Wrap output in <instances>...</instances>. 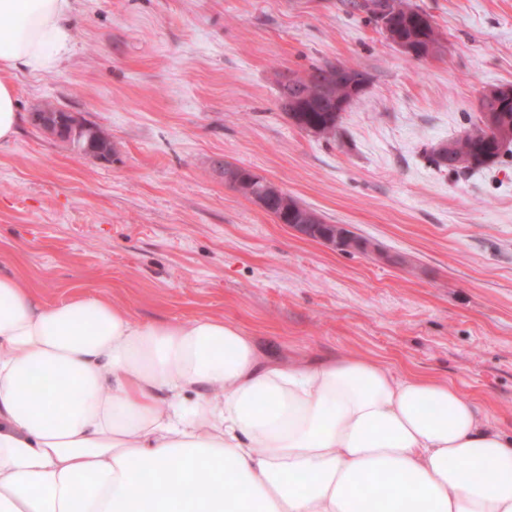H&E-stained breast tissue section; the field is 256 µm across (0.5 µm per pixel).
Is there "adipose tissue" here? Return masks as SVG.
Masks as SVG:
<instances>
[{
  "instance_id": "ef3b65f1",
  "label": "adipose tissue",
  "mask_w": 512,
  "mask_h": 512,
  "mask_svg": "<svg viewBox=\"0 0 512 512\" xmlns=\"http://www.w3.org/2000/svg\"><path fill=\"white\" fill-rule=\"evenodd\" d=\"M73 14L0 0V141L13 74L52 69ZM0 512H512V436L445 379L0 273Z\"/></svg>"
}]
</instances>
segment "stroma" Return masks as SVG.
<instances>
[{
    "label": "stroma",
    "mask_w": 512,
    "mask_h": 512,
    "mask_svg": "<svg viewBox=\"0 0 512 512\" xmlns=\"http://www.w3.org/2000/svg\"><path fill=\"white\" fill-rule=\"evenodd\" d=\"M360 0H74L73 49L21 72L0 143V272L142 320L214 315L271 356H357L447 379L512 431V154L465 176L426 150L512 84V0H414L444 52L413 60ZM342 62L365 94L337 140L291 125L279 76ZM51 102L112 141L100 162L34 126ZM254 169L379 255L296 235L224 181Z\"/></svg>",
    "instance_id": "1"
}]
</instances>
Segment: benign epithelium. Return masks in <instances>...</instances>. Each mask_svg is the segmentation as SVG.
Wrapping results in <instances>:
<instances>
[{"mask_svg":"<svg viewBox=\"0 0 512 512\" xmlns=\"http://www.w3.org/2000/svg\"><path fill=\"white\" fill-rule=\"evenodd\" d=\"M32 122L42 130L68 145L80 155L90 156L99 161L111 159V152L98 143L85 142L82 133L89 124L76 112L54 108L45 112H34ZM476 134L489 137L500 136L498 109L486 107L478 112ZM224 181L245 192L251 201L262 210H268L272 199L279 200V210L275 218L286 224L297 235L318 240L340 251L376 253L383 256L378 248L355 236L345 224H332L330 230L318 223V217L310 212L295 213L290 195L280 185L261 174L245 167L223 169Z\"/></svg>","mask_w":512,"mask_h":512,"instance_id":"benign-epithelium-1","label":"benign epithelium"}]
</instances>
